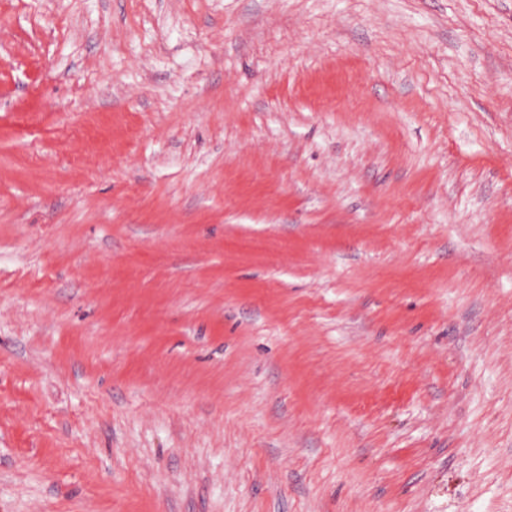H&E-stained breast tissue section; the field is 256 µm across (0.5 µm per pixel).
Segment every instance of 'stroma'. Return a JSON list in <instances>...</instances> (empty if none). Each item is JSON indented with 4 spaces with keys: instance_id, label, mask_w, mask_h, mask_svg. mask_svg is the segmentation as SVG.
<instances>
[{
    "instance_id": "1",
    "label": "stroma",
    "mask_w": 512,
    "mask_h": 512,
    "mask_svg": "<svg viewBox=\"0 0 512 512\" xmlns=\"http://www.w3.org/2000/svg\"><path fill=\"white\" fill-rule=\"evenodd\" d=\"M0 512H512V0H0Z\"/></svg>"
}]
</instances>
